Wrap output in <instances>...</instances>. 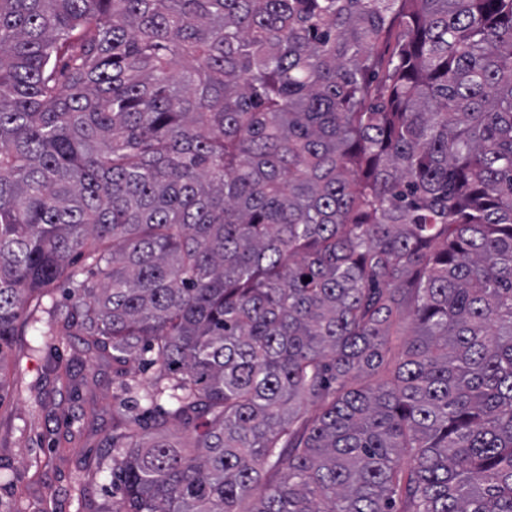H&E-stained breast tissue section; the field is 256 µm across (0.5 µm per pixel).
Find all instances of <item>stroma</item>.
Returning a JSON list of instances; mask_svg holds the SVG:
<instances>
[{
	"instance_id": "obj_1",
	"label": "stroma",
	"mask_w": 512,
	"mask_h": 512,
	"mask_svg": "<svg viewBox=\"0 0 512 512\" xmlns=\"http://www.w3.org/2000/svg\"><path fill=\"white\" fill-rule=\"evenodd\" d=\"M52 290L8 351L0 392V512L23 499L28 512H111L119 485L107 447L112 419L142 415L153 371L138 360L123 369L80 338L55 350Z\"/></svg>"
}]
</instances>
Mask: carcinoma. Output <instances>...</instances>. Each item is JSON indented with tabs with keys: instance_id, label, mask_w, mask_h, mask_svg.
<instances>
[{
	"instance_id": "obj_1",
	"label": "carcinoma",
	"mask_w": 512,
	"mask_h": 512,
	"mask_svg": "<svg viewBox=\"0 0 512 512\" xmlns=\"http://www.w3.org/2000/svg\"><path fill=\"white\" fill-rule=\"evenodd\" d=\"M60 284L113 512H512V0H0V391Z\"/></svg>"
}]
</instances>
